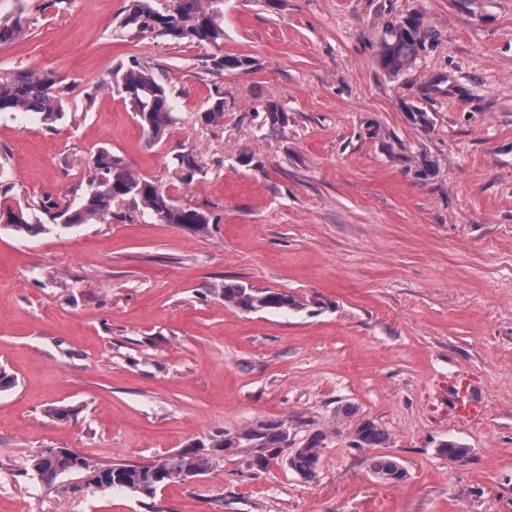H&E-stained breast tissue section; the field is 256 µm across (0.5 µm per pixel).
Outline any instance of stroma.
<instances>
[{
    "label": "stroma",
    "instance_id": "stroma-1",
    "mask_svg": "<svg viewBox=\"0 0 512 512\" xmlns=\"http://www.w3.org/2000/svg\"><path fill=\"white\" fill-rule=\"evenodd\" d=\"M20 2L33 22L0 46V74L53 75L91 105L50 125L0 113V205L63 196L106 148L217 222L0 225V366L16 379L0 460L143 464L260 421L286 422L293 446L325 440L309 481L290 448L264 468L221 454L152 497L0 471V512H512V0H224V51L252 67L220 75L205 48L120 37L124 0H0V21ZM410 14L436 41L393 77L380 32ZM132 56L184 90L153 146L113 85ZM219 95L223 122L198 124ZM270 101L282 127L263 125ZM179 152L202 168L188 185L170 175ZM230 282L300 306L238 310ZM460 373L479 417L454 412ZM365 419L384 445L355 447ZM447 440L468 457L441 454ZM379 454L406 480L377 479Z\"/></svg>",
    "mask_w": 512,
    "mask_h": 512
}]
</instances>
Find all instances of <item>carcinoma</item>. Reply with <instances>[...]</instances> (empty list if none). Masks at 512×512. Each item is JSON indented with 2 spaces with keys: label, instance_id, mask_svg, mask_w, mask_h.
<instances>
[{
  "label": "carcinoma",
  "instance_id": "obj_1",
  "mask_svg": "<svg viewBox=\"0 0 512 512\" xmlns=\"http://www.w3.org/2000/svg\"><path fill=\"white\" fill-rule=\"evenodd\" d=\"M25 7L17 5L13 21L0 24V44L13 41L28 21ZM119 27L126 36L136 39L151 36L155 39L217 49L208 56L204 67L222 74L226 70L246 73L251 61L220 52L224 44V0H171L165 10L156 7L153 0H126ZM432 30L424 27L417 15L389 20L381 37V66L392 75L408 69L432 42ZM118 89L128 99L134 119L153 145L175 124L171 103L174 91L166 82V74L155 71L136 57L113 69ZM69 92L49 75L18 72L0 79V112H36L49 124L61 119L69 105ZM265 120L274 128L285 122V112L275 102L266 103ZM224 119V97L215 98L203 111L199 120L205 125H216ZM173 175L188 184L201 171L195 157L178 154L172 161ZM88 175L72 190L78 200H56L45 196L16 206L0 208V224L20 233L37 235L49 231L48 224H110L114 219H138L160 224H181L194 233H206L216 220L197 207L180 204L162 184L135 174L123 166L120 158L107 149L92 152L87 161ZM224 301L246 312L267 309L298 308L300 303L292 295L265 288H255L239 282L224 284ZM281 424L261 423L244 426L233 433L218 432L210 439V446L185 448L147 464L112 463L85 456L64 448H38L21 463H0V469L37 476L51 485L59 476H72L84 487L96 489L120 488L130 493L152 497L158 489L183 482L188 474L201 476L212 467L213 455L218 451L264 449L253 456L258 465L269 461V456L282 447ZM354 445L358 448H376L386 441L382 428L369 420L359 422L353 430ZM320 436L309 438L294 450L288 462L303 479L316 476L320 460ZM373 474L384 483H400L407 473L401 464L389 456H374L370 460Z\"/></svg>",
  "mask_w": 512,
  "mask_h": 512
}]
</instances>
